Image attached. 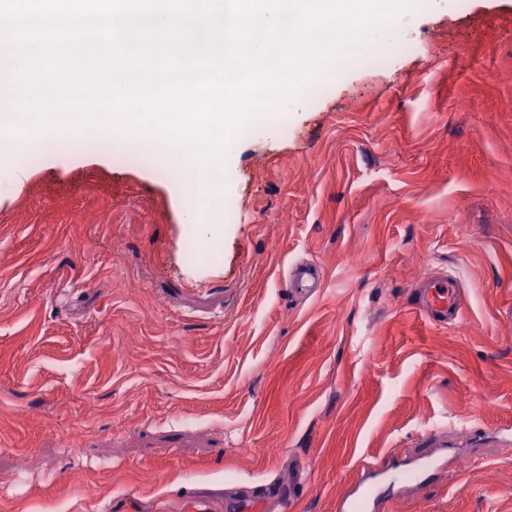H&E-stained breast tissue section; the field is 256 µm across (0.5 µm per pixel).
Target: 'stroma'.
<instances>
[{
  "mask_svg": "<svg viewBox=\"0 0 512 512\" xmlns=\"http://www.w3.org/2000/svg\"><path fill=\"white\" fill-rule=\"evenodd\" d=\"M368 67L232 138L224 235L157 153L0 155V512H180L428 457L374 512H512V0L399 16ZM317 294L278 288L297 260ZM461 284L457 323L411 286Z\"/></svg>",
  "mask_w": 512,
  "mask_h": 512,
  "instance_id": "35a3bbf8",
  "label": "stroma"
}]
</instances>
